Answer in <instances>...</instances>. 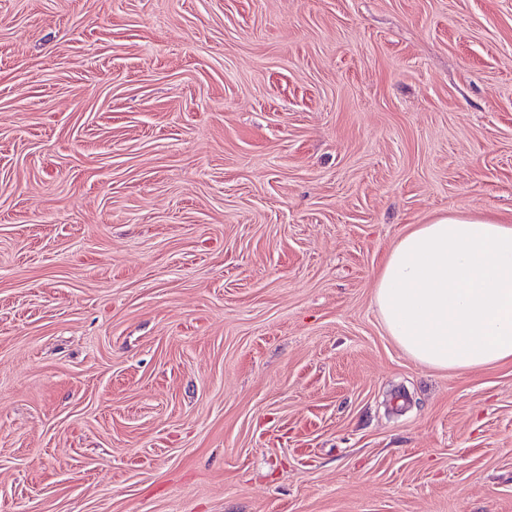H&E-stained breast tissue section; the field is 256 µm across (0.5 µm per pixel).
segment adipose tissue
<instances>
[{"label": "adipose tissue", "instance_id": "obj_1", "mask_svg": "<svg viewBox=\"0 0 512 512\" xmlns=\"http://www.w3.org/2000/svg\"><path fill=\"white\" fill-rule=\"evenodd\" d=\"M375 301L388 334L422 365L512 361V225L461 216L415 225L389 253Z\"/></svg>", "mask_w": 512, "mask_h": 512}]
</instances>
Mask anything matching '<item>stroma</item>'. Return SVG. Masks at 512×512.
<instances>
[{"label":"stroma","mask_w":512,"mask_h":512,"mask_svg":"<svg viewBox=\"0 0 512 512\" xmlns=\"http://www.w3.org/2000/svg\"><path fill=\"white\" fill-rule=\"evenodd\" d=\"M512 224V0H0V512H512V363L374 301Z\"/></svg>","instance_id":"stroma-1"}]
</instances>
